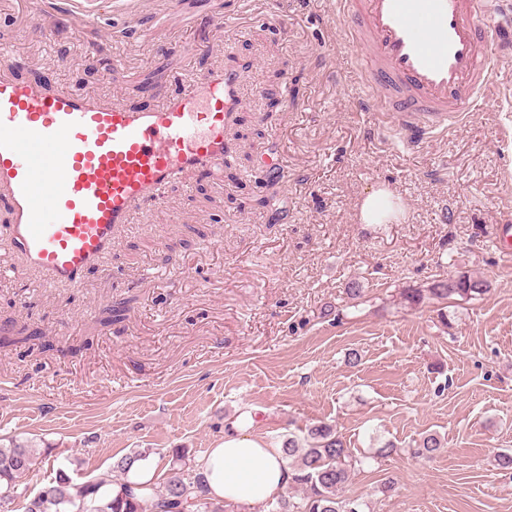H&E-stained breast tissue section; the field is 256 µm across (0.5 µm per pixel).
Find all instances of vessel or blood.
<instances>
[{"instance_id":"1","label":"vessel or blood","mask_w":512,"mask_h":512,"mask_svg":"<svg viewBox=\"0 0 512 512\" xmlns=\"http://www.w3.org/2000/svg\"><path fill=\"white\" fill-rule=\"evenodd\" d=\"M349 42L366 48L359 79L384 127L443 135L497 97L496 61L512 56V0H336ZM0 54V199L8 242L48 285L81 284L136 210L169 184L230 156L241 73L212 70L155 108L137 110L8 77Z\"/></svg>"}]
</instances>
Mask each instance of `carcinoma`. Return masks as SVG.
Returning <instances> with one entry per match:
<instances>
[{
  "mask_svg": "<svg viewBox=\"0 0 512 512\" xmlns=\"http://www.w3.org/2000/svg\"><path fill=\"white\" fill-rule=\"evenodd\" d=\"M488 291L483 280L439 275L429 287L409 289L403 297L409 304L419 305L452 297L470 300ZM440 447V440L428 436L412 449V454L430 458ZM282 451L290 460V484L301 489L303 496L296 499L284 495L269 504L271 512H363L359 500L343 495L354 460L332 425H314L301 439L288 437ZM148 457L147 451H132L113 463V478L81 484L73 483L66 470L59 467L54 482L28 501L25 512H224V501L211 494L204 472L184 464L183 455L172 460L170 476L162 489L152 487L144 493L143 487L129 482L128 475ZM47 458L46 452L24 444L0 448V502H11L19 479Z\"/></svg>",
  "mask_w": 512,
  "mask_h": 512,
  "instance_id": "obj_1",
  "label": "carcinoma"
}]
</instances>
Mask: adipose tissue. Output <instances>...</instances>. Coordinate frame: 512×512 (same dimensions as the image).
<instances>
[{"label": "adipose tissue", "instance_id": "1", "mask_svg": "<svg viewBox=\"0 0 512 512\" xmlns=\"http://www.w3.org/2000/svg\"><path fill=\"white\" fill-rule=\"evenodd\" d=\"M404 213L398 197L381 188L365 196L359 209L364 224H388ZM213 495L233 504H247L263 512L283 495L291 477L280 448L268 444L251 424L225 434L203 460Z\"/></svg>", "mask_w": 512, "mask_h": 512}]
</instances>
